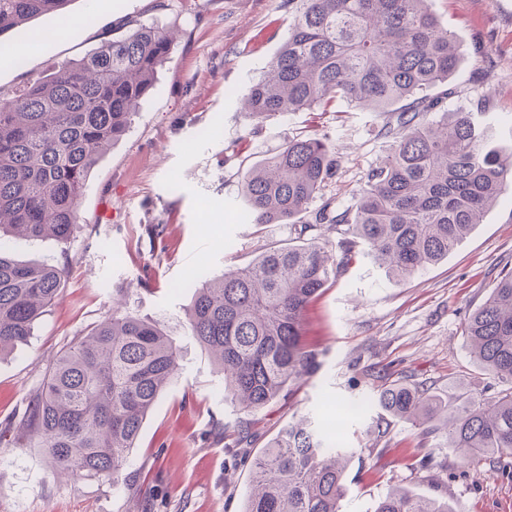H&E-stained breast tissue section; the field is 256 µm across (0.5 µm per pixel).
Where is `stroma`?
I'll return each mask as SVG.
<instances>
[{
	"label": "stroma",
	"instance_id": "obj_1",
	"mask_svg": "<svg viewBox=\"0 0 512 512\" xmlns=\"http://www.w3.org/2000/svg\"><path fill=\"white\" fill-rule=\"evenodd\" d=\"M455 33L463 62L447 84L449 109L477 108L479 127L512 148V0H429ZM138 20L177 29V40L127 135L85 183L68 243L8 236L19 260L67 267L56 303L26 344L0 357V429L17 422L51 358L123 311L157 323L179 348V371L127 458L126 483L61 478L42 449L0 444V512H242L253 459L292 418L338 417L352 458L342 512H374L399 488L442 498L459 512H512V456L460 461L444 433L385 415L386 382L405 379L459 405L501 388L480 370L464 326L503 268L512 269V192L442 261L400 280L368 251L304 316L318 370L267 408L246 413L192 336L186 311L197 280L244 267L285 244L288 224H252L242 198L250 165L299 136L328 138L341 161L312 201L346 209L369 169L389 154L383 112L342 100L255 123L240 108L251 82L288 36V0H70L66 14L32 20L52 37L23 62L0 56V90L14 91L76 60ZM255 440L235 445L239 422Z\"/></svg>",
	"mask_w": 512,
	"mask_h": 512
}]
</instances>
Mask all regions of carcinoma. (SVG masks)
Listing matches in <instances>:
<instances>
[{"instance_id":"1","label":"carcinoma","mask_w":512,"mask_h":512,"mask_svg":"<svg viewBox=\"0 0 512 512\" xmlns=\"http://www.w3.org/2000/svg\"><path fill=\"white\" fill-rule=\"evenodd\" d=\"M71 0H0L7 33ZM288 37L243 97L259 123L340 99L396 112L391 153L366 174L351 208L323 206L300 219L340 165L324 138H293L249 168L242 196L255 224H292L339 235L336 263L317 242L270 246L251 264L202 282L187 316L192 336L224 375V395L254 413L313 374L319 353L303 339L307 306L366 245L404 279L448 257L512 189V152L487 145L472 112L448 111L430 90L461 65L454 35L428 0H288ZM173 48L170 31L137 22L46 77L0 93V238L67 243L92 169L131 124ZM68 271L22 262L0 249V357L25 344ZM475 364L505 388L448 411L425 390L393 380L378 390L389 414L439 423L463 457L512 455V270L503 273L465 326ZM179 366L173 338L116 308L57 354L17 425L66 478L126 480L127 455ZM311 418L288 422L253 465L243 512H341L350 456ZM375 512H456L448 502L396 490Z\"/></svg>"}]
</instances>
